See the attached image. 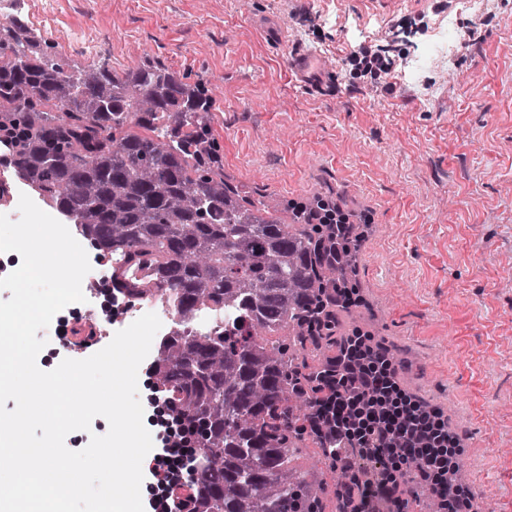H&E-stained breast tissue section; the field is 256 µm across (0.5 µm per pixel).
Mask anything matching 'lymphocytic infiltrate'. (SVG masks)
Segmentation results:
<instances>
[{"label":"lymphocytic infiltrate","instance_id":"lymphocytic-infiltrate-1","mask_svg":"<svg viewBox=\"0 0 512 512\" xmlns=\"http://www.w3.org/2000/svg\"><path fill=\"white\" fill-rule=\"evenodd\" d=\"M313 403L307 430L328 443H349L378 464L366 481L348 458L337 457V466L350 475L338 491L348 512H403L413 473L427 484L446 487L448 429L401 388L385 346L347 337L328 360Z\"/></svg>","mask_w":512,"mask_h":512}]
</instances>
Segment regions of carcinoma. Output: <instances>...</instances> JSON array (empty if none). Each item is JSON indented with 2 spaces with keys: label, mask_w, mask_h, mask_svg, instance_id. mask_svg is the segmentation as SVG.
Returning <instances> with one entry per match:
<instances>
[{
  "label": "carcinoma",
  "mask_w": 512,
  "mask_h": 512,
  "mask_svg": "<svg viewBox=\"0 0 512 512\" xmlns=\"http://www.w3.org/2000/svg\"><path fill=\"white\" fill-rule=\"evenodd\" d=\"M213 106L201 82L149 59L122 73L78 69L18 0L0 12V131L25 139L5 169L88 226L96 250L149 263L142 279L115 271V288L224 317L154 369L156 387L203 429L202 451H189L203 510L317 512L323 473L293 461L334 345L323 337L343 320L325 297L355 278L359 227L343 224L342 264L314 204L286 222L277 200L244 195L218 164Z\"/></svg>",
  "instance_id": "carcinoma-1"
}]
</instances>
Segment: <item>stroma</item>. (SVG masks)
<instances>
[{"instance_id": "35a3bbf8", "label": "stroma", "mask_w": 512, "mask_h": 512, "mask_svg": "<svg viewBox=\"0 0 512 512\" xmlns=\"http://www.w3.org/2000/svg\"><path fill=\"white\" fill-rule=\"evenodd\" d=\"M461 19L457 68L406 83L407 24ZM71 62L150 58L203 80L224 173L253 199L319 197L365 229L347 331L392 353L401 388L448 427L461 512H512V0H22ZM335 71L305 86L290 54ZM134 322L111 284L41 330L40 369Z\"/></svg>"}]
</instances>
